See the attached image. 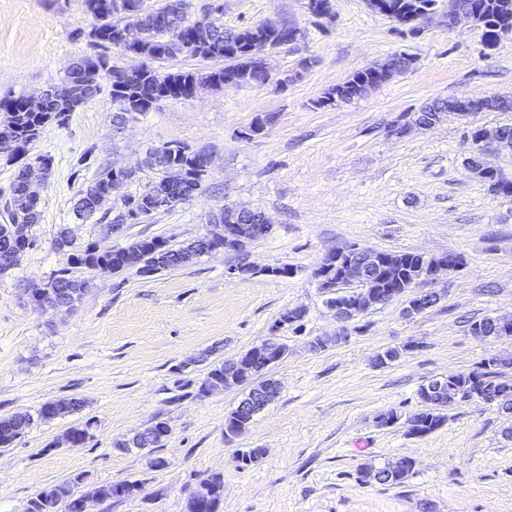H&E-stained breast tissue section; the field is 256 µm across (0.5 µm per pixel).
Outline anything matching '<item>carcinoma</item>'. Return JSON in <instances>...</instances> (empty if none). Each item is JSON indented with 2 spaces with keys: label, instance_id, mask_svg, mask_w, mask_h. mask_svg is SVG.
<instances>
[{
  "label": "carcinoma",
  "instance_id": "carcinoma-1",
  "mask_svg": "<svg viewBox=\"0 0 512 512\" xmlns=\"http://www.w3.org/2000/svg\"><path fill=\"white\" fill-rule=\"evenodd\" d=\"M393 9L394 17L411 19L419 6L428 0H387ZM461 4L478 13V27L482 30L486 49L493 50L501 40L500 31L512 26V11H504L501 0H460ZM86 11L92 16L91 41L104 51L93 57L81 58L75 66L82 69L96 65L97 72L84 78H67L75 86L71 100L61 101L55 95V88L40 91L45 110L29 112L25 109L26 96L0 98V112L5 118L0 122V131L4 141L10 143L9 158H18L28 154L29 147L42 135L51 123L62 124L70 113L76 111L88 101L95 98L102 90V85L109 87V94L114 104L112 121L121 124L126 121L128 106L133 105L140 112L149 111L161 99H180L189 97L192 87L208 83L222 87L231 81L235 85L261 84L263 76L257 72V60L245 54L243 48L254 43H268L274 47L292 41V26L282 24H260L241 29H226L214 24L203 16L190 21L183 11V0H164V4L154 10L144 8V0H84ZM202 29L207 33V42L193 47L189 55L203 59H231L229 64L204 76L191 71H180L162 75L154 63L174 58L180 45L193 43L194 33ZM112 47L124 52L134 51L146 59L147 64L140 68L142 78L134 81L128 70L112 67L110 56L105 49ZM412 64V59L402 55L395 56L383 64L357 71L346 81L336 85L328 92L327 100L332 102L350 101L362 96L368 84L383 85L389 81L391 69L403 71ZM459 105V99L436 100L415 113L414 122L421 123L439 117L443 112L451 113ZM145 164L158 171L168 165H177L184 170L185 179L171 188L166 196L156 195V187L124 197V209L132 213L131 223L143 224L154 215L170 211L185 202L201 189L203 176L200 161L195 151L189 146L169 142L149 153ZM28 166L21 167L11 185V194L6 209L11 223L32 225L40 218V204L34 202L25 193V181ZM131 180V175L124 168L106 166L99 169L93 181L80 191L74 203V211L84 217L94 214L112 198V186L116 181L124 184ZM492 191L497 195L512 197V181L506 182L492 173L485 178ZM17 241L0 231V273L14 265L12 256L16 253ZM55 246L65 247L72 252L74 262L68 269L60 271L51 279L52 287L36 288L44 300L61 307L70 306L79 301L89 286L86 274L104 266L110 273L120 272L128 267L138 266L145 273H157L176 269L194 255L195 251L208 246L206 237L191 241L184 247L172 248L160 237H143L123 247L114 248L99 241L79 245L69 237L68 230L62 228L55 237ZM394 267L390 270L385 286L398 288L402 277L410 279L420 277L423 261L413 252L388 253ZM503 373L498 371L496 359L491 358L467 373L448 375V383L454 388L456 397L450 401L442 400L433 404H423V409L407 420L408 432L415 436H425L447 420L444 410L464 402L476 393L496 392L500 386ZM84 406L79 398H68L44 403L37 415L15 413L0 418V448H9L23 437L35 424V420H48L66 414H77ZM167 422H155L151 430H143L132 436L120 439L113 448L129 453L133 449L158 448L161 446L160 435L169 433ZM413 469L409 463L399 470H393L389 464L383 468H364L362 478L378 480L380 484L399 485L404 483ZM83 477L77 475L54 484L27 503L26 512H78L77 485ZM139 489L137 483L122 481L101 485L95 488L92 496L101 500H121L128 498ZM200 489L207 492L203 501L192 494L186 501V512H221L224 502V475L211 473L202 479Z\"/></svg>",
  "mask_w": 512,
  "mask_h": 512
}]
</instances>
